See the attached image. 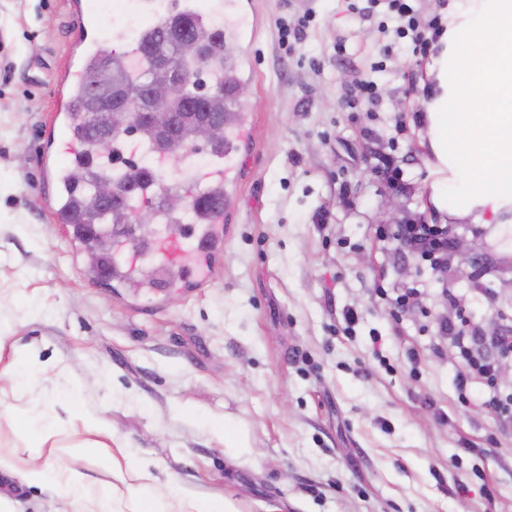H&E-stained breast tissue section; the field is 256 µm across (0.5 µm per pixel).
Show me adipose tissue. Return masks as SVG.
<instances>
[{"label": "adipose tissue", "instance_id": "adipose-tissue-1", "mask_svg": "<svg viewBox=\"0 0 512 512\" xmlns=\"http://www.w3.org/2000/svg\"><path fill=\"white\" fill-rule=\"evenodd\" d=\"M441 44L424 115L430 200L449 223L489 229L512 252V0H455ZM176 500L174 489H145L137 512H235L223 500Z\"/></svg>", "mask_w": 512, "mask_h": 512}]
</instances>
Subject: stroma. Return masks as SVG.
Instances as JSON below:
<instances>
[{
	"mask_svg": "<svg viewBox=\"0 0 512 512\" xmlns=\"http://www.w3.org/2000/svg\"><path fill=\"white\" fill-rule=\"evenodd\" d=\"M71 3L0 0V512H132L141 471L184 503L236 512H512V425L480 381L458 388V350L437 327L461 309L482 329L512 325V260L447 224L474 263L438 275L379 235L389 198L397 223L446 224L420 121L432 60L395 38L385 0L225 12L243 22L234 58L249 93L224 249L210 281L144 289L88 275L83 245L52 218L43 162L68 147L55 113L79 61ZM92 5L101 50L122 55L133 0ZM308 9L305 38L281 47L280 23ZM357 81L374 99L348 103ZM407 285L421 309L399 314Z\"/></svg>",
	"mask_w": 512,
	"mask_h": 512,
	"instance_id": "35a3bbf8",
	"label": "stroma"
}]
</instances>
